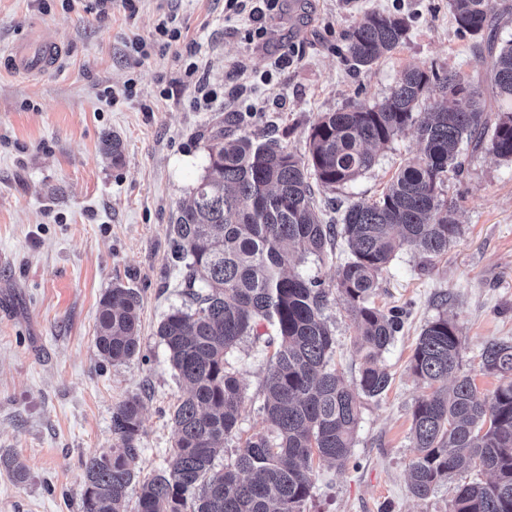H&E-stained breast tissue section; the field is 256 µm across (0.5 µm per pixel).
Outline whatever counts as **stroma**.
Returning <instances> with one entry per match:
<instances>
[{"label": "stroma", "mask_w": 512, "mask_h": 512, "mask_svg": "<svg viewBox=\"0 0 512 512\" xmlns=\"http://www.w3.org/2000/svg\"><path fill=\"white\" fill-rule=\"evenodd\" d=\"M48 2L42 10L38 0H0V49L28 38L60 49L44 75L0 69V452L14 453L31 472L19 485L0 468V512H81L82 463L111 448L112 410L133 395L144 402L140 475L166 465L170 415L183 390L157 327L188 301L172 227L204 173L212 123L278 140L301 156L321 113L381 101L407 66L486 78L482 48L457 30L449 0H279L258 22L227 11L224 0H139L132 20L118 4L103 16L95 0ZM371 9L406 18L408 39L356 70L346 36ZM169 14L183 25L172 43L156 32ZM259 26L267 32L264 49L246 41ZM134 34L147 42L148 56L131 50ZM192 63L198 72L190 77ZM131 79L136 94L128 99ZM202 85L215 94L205 106L197 103ZM108 134L121 141L120 161L103 151ZM418 151L417 133L407 129L370 170L334 191L339 208L329 218L379 198ZM461 160L444 187L457 203L461 233L433 265L405 249L384 271L375 304L404 315L383 355L392 384L363 399L345 466L316 465L307 512H448L457 479L424 500L409 486L418 455L412 408L424 392L410 370L416 340L429 321L448 316L462 330L461 369L483 392L498 383L481 367L484 347L512 345V161L485 150L465 151ZM348 257L340 240L332 259L311 257L298 270L330 291L333 361L352 381L362 360L335 291ZM118 282L141 296V350L111 364L94 337L99 301ZM267 357L264 343L250 338L227 354L245 392L243 436L266 428Z\"/></svg>", "instance_id": "stroma-1"}]
</instances>
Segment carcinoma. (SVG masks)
Segmentation results:
<instances>
[{"mask_svg": "<svg viewBox=\"0 0 512 512\" xmlns=\"http://www.w3.org/2000/svg\"><path fill=\"white\" fill-rule=\"evenodd\" d=\"M489 0H450L457 29L485 42L491 89L512 99V41L496 48ZM409 26L394 14L367 11L347 38L349 61L369 68L401 47ZM442 101L418 110L421 101ZM416 130L419 154L402 166L379 199L352 202L340 224H326L310 179L333 191L372 167L374 151L406 129ZM207 164L174 224L176 252L188 259L189 306L160 322V337L185 394L171 414L176 434L166 466L138 480L144 402L138 396L112 411L111 450L83 462L82 512H125L128 490L139 482L137 512H306L315 461L344 466L354 447L362 398L391 384L380 358L399 333L400 312L372 306L370 296L404 248L431 262L460 233L456 204L442 185L461 168L463 145L512 160V110L487 109L481 83L460 73L404 69L382 101L325 112L300 157L274 140L224 132L215 121L206 136ZM342 237L350 257L337 271L336 290L348 306L364 363L353 384L331 366L335 337L324 318L329 291L295 271L298 261L333 253ZM141 299L112 285L102 296L95 347L114 364L140 351ZM273 334L262 411L273 435L246 438L223 469L214 460L236 438L245 402L226 354L261 328ZM459 328L439 316L420 333L413 374L431 389L412 410L411 435L419 455L409 470L414 496L481 467L486 482L459 485L448 512H512V346L491 343L485 372L499 384L482 392L461 372ZM0 467L20 485L26 466L0 453Z\"/></svg>", "mask_w": 512, "mask_h": 512, "instance_id": "carcinoma-1", "label": "carcinoma"}]
</instances>
